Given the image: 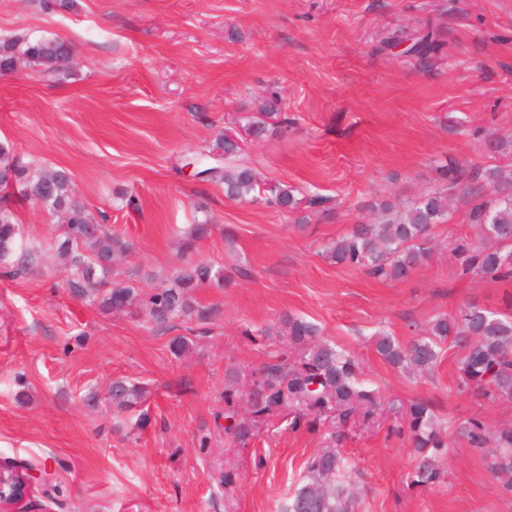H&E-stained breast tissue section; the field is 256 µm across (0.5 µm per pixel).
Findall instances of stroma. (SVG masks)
<instances>
[{"label": "stroma", "mask_w": 512, "mask_h": 512, "mask_svg": "<svg viewBox=\"0 0 512 512\" xmlns=\"http://www.w3.org/2000/svg\"><path fill=\"white\" fill-rule=\"evenodd\" d=\"M437 27L432 66L381 49L386 36ZM62 38L58 74L0 73V141L30 168L67 169L76 195L104 213L130 249L114 277L144 291L180 263L181 234L210 218L196 256L233 274L194 297L212 315L159 328L75 298L51 244L62 217L14 192L21 237L38 250L29 275L0 273V457L27 459L53 485L28 512H280L324 427L292 428L287 412L248 446L224 431L225 371L262 367L288 349L282 315L316 323L360 367L380 400H426L448 433L446 476L410 483L416 451L391 419L350 421L342 453L352 512H512L488 452L458 425L480 413L512 425V403L458 391L460 351L407 376L375 350L406 343L437 315L471 301L504 308L512 287L459 276L448 240L473 235L466 205L437 225L433 259L403 281L329 263L325 246L373 220L372 204L438 189L448 159H512V0H0V38ZM276 102L286 131L246 139L241 159L267 185L326 198L305 218L231 200L197 176L225 129ZM232 238H225V231ZM191 339L174 355V337ZM144 383L145 424L113 409V379ZM97 402L88 405L89 392Z\"/></svg>", "instance_id": "obj_1"}]
</instances>
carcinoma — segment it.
Returning a JSON list of instances; mask_svg holds the SVG:
<instances>
[{
	"instance_id": "obj_1",
	"label": "carcinoma",
	"mask_w": 512,
	"mask_h": 512,
	"mask_svg": "<svg viewBox=\"0 0 512 512\" xmlns=\"http://www.w3.org/2000/svg\"><path fill=\"white\" fill-rule=\"evenodd\" d=\"M405 42L406 51L423 66L429 65L441 48L438 33L431 27L382 40L390 48ZM71 52V45L61 39L0 40V71H12L24 61L39 67L42 73L55 72ZM278 126H288V117L269 106L258 119L241 126V130L257 138L268 128ZM438 170L442 188L407 202L399 211L388 203L381 204L379 221L355 225L347 236L325 247L323 257L374 278L404 280L431 258L433 229L448 221L450 200L460 197L468 205L466 220L475 227L476 234L450 241L458 271L464 276L511 282L512 164L476 167L450 159ZM212 177L224 181V194L229 199L262 202L290 213L317 210L327 202L319 195L298 198L286 185L263 186L244 165L216 167ZM21 183L31 200L65 214L54 247L71 272L68 285L75 297L104 313L143 314L158 327L174 320L210 319V309L195 306L192 293L206 285L224 287V269L194 260L193 253L199 242L212 234L213 225H190L182 238V262L169 283L146 293L130 280L112 279V261L126 252L129 244L112 234L76 198L69 172L44 168L32 174L10 146L0 143V187L7 189ZM36 254L37 250L21 239L14 209L1 204L0 269L14 276L30 271ZM282 322L289 344L298 349V355L292 361L282 355L253 372L249 391L224 394V417L234 419L226 432L245 445L257 426L281 409L294 414L295 429L321 420H336V429L327 434L325 447L307 461L304 474L282 512H350L351 500L343 484L347 464L338 448L337 430L357 411L366 422L380 417L381 403L357 381L358 367L351 357L336 344L320 339L321 331L316 324L290 315L283 317ZM446 342L462 352L456 379L458 390L474 391L481 403L512 401L511 313L471 303L458 313L437 316L424 336L406 345L381 334L375 340V350L398 369L422 373L434 369ZM313 384L317 388H311ZM108 394L114 408L131 411L141 407L145 391L135 382L116 379ZM241 405L248 417L240 420ZM389 412L402 422L394 430L407 433L418 452L411 485L438 484L443 474L438 458L447 443L430 405L421 400H399L390 403ZM460 433L475 450L491 448V471L502 480L504 489L512 491V427L492 432L481 415L475 414L462 423Z\"/></svg>"
}]
</instances>
